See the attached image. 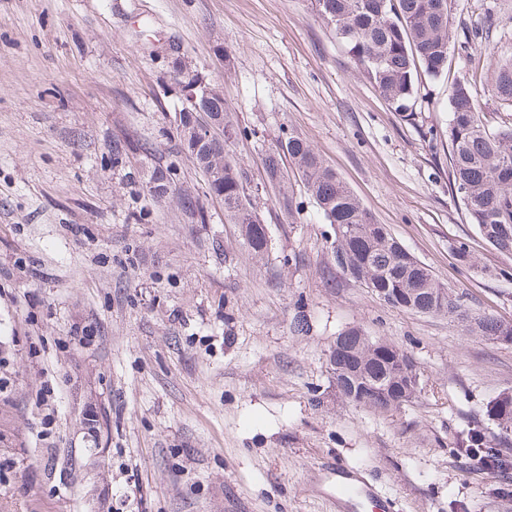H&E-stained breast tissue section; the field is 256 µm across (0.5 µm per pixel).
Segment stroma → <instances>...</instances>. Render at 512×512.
I'll return each mask as SVG.
<instances>
[{
	"instance_id": "stroma-1",
	"label": "stroma",
	"mask_w": 512,
	"mask_h": 512,
	"mask_svg": "<svg viewBox=\"0 0 512 512\" xmlns=\"http://www.w3.org/2000/svg\"><path fill=\"white\" fill-rule=\"evenodd\" d=\"M450 6L483 41L450 50L406 121L314 0H0V512H336L319 487L334 460L400 512H512V469L460 446L496 432L512 345L388 306L336 268L299 181L290 217L263 183L267 150L301 137L470 312L512 318V256L469 224L444 152L456 80L512 127L493 92L512 0ZM177 54L241 129L228 154L265 258L220 200L195 224L139 193L154 159L205 188L178 148ZM117 140L135 146L119 162ZM461 240L498 276L462 266ZM350 327L416 358V398L378 414L338 397L330 354Z\"/></svg>"
}]
</instances>
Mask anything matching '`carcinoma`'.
<instances>
[{"label": "carcinoma", "instance_id": "1", "mask_svg": "<svg viewBox=\"0 0 512 512\" xmlns=\"http://www.w3.org/2000/svg\"><path fill=\"white\" fill-rule=\"evenodd\" d=\"M320 17L343 39L354 62L367 75L380 95L407 121L420 97L418 75L441 76L448 69V51L456 33L451 27L449 0H315ZM209 97L181 110L177 123L179 150L200 169L206 193L224 202V218L240 227L247 248L256 256L268 254L267 225L252 206L247 193V172L232 161L218 144L201 142L195 116L204 111L214 125L223 128L224 142L235 134L229 108L219 89L210 86ZM494 90L512 103V64L499 67ZM449 183L459 194L469 222L481 237L503 255L512 256V128L491 130L478 110L467 81H458L449 94ZM289 160L306 193L313 198L326 221L334 226L333 262L345 276L371 289L391 307L423 315H445L466 324L468 330L495 342L512 344V319L473 315L461 297L442 285L346 187L338 173L300 137L288 136L265 159L267 184L277 188L288 179L284 160ZM144 197L155 202L174 199L178 207L204 224L206 211L199 195L177 187L173 165L156 162L141 183ZM455 254L468 268L479 267L465 241L457 242ZM343 353L351 360L336 367V392L347 402L378 413L394 410L378 397L363 395L370 384L391 389L396 361L405 350L391 346V353L359 328L336 336L331 354ZM489 415L498 432L489 435L480 427L468 430L464 448H483L490 460L512 463V391L500 393L490 404Z\"/></svg>", "mask_w": 512, "mask_h": 512}]
</instances>
